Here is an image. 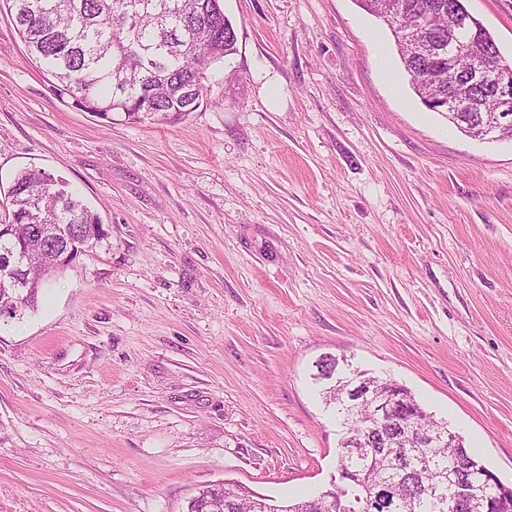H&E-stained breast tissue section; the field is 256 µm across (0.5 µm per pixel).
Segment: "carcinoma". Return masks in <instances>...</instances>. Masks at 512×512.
Instances as JSON below:
<instances>
[{
	"mask_svg": "<svg viewBox=\"0 0 512 512\" xmlns=\"http://www.w3.org/2000/svg\"><path fill=\"white\" fill-rule=\"evenodd\" d=\"M7 5L19 36L41 68L54 79L59 97L71 98L80 109L103 119L120 112L131 122L166 121L186 111L182 92L192 85L203 93L209 67L234 54L235 43L224 41V11L219 0H0ZM411 14L387 23L405 71L420 100L432 88L448 89V41L433 61L409 58L406 41L433 40L448 32V0H398ZM460 12L455 37L467 40L474 29L464 0H454ZM5 207L14 233L0 232V256L27 253L29 276L18 283L0 280V311L15 318L36 306L39 289L62 271L60 260L71 250L76 232L84 233L82 248L105 237L102 221L53 176L25 171L15 177ZM327 404L336 405L346 431L357 432L367 412L332 398V382L321 373ZM456 448H412L410 464L419 470L425 492L405 501L377 493L375 486L396 477L394 459L380 455L338 456L372 486L346 492L355 512H454L453 500L437 503L426 490L439 484L454 468ZM471 482L497 501L498 486L485 483L488 470L472 459ZM313 498L277 502L263 499L266 512H324L310 509Z\"/></svg>",
	"mask_w": 512,
	"mask_h": 512,
	"instance_id": "cac0c4a2",
	"label": "carcinoma"
}]
</instances>
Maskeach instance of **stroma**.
Wrapping results in <instances>:
<instances>
[{
	"label": "stroma",
	"instance_id": "obj_1",
	"mask_svg": "<svg viewBox=\"0 0 512 512\" xmlns=\"http://www.w3.org/2000/svg\"><path fill=\"white\" fill-rule=\"evenodd\" d=\"M236 51L177 122L60 99L0 11V203L106 238L0 321V512H186L330 489L324 354L388 377L512 485V140L427 110L357 0H220ZM512 60V0H466Z\"/></svg>",
	"mask_w": 512,
	"mask_h": 512
}]
</instances>
